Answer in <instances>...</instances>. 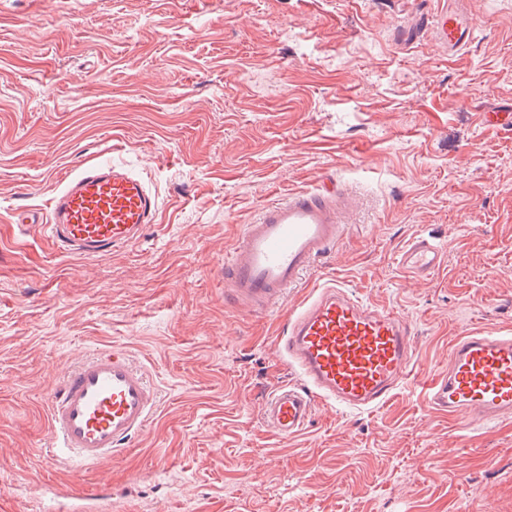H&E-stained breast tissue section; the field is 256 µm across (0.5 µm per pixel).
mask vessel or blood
Here are the masks:
<instances>
[{
    "label": "vessel or blood",
    "mask_w": 512,
    "mask_h": 512,
    "mask_svg": "<svg viewBox=\"0 0 512 512\" xmlns=\"http://www.w3.org/2000/svg\"><path fill=\"white\" fill-rule=\"evenodd\" d=\"M421 23L452 56L472 37L458 5L422 17ZM349 207V198L331 182L263 207L224 262L227 305L271 311L343 237ZM157 213V197L143 180L123 166L94 163L65 179L46 212L22 208L10 221L24 232L43 230L60 253L104 257L137 242ZM444 258L434 238L419 236L404 248L399 264L406 273L427 276ZM413 336L412 323L391 308L336 285L315 289L275 339L300 379L268 394L261 407L264 425L290 438L307 428L319 402L354 411L382 408L411 380ZM428 388L430 405L465 425L511 417L512 336L467 332L456 337L447 373ZM158 406L155 389L126 352L97 353L68 370L50 399L49 453L88 465L111 459L145 430ZM108 495L104 485L92 492L79 486L73 493L79 512H94Z\"/></svg>",
    "instance_id": "vessel-or-blood-1"
}]
</instances>
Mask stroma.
<instances>
[{"instance_id":"stroma-1","label":"stroma","mask_w":512,"mask_h":512,"mask_svg":"<svg viewBox=\"0 0 512 512\" xmlns=\"http://www.w3.org/2000/svg\"><path fill=\"white\" fill-rule=\"evenodd\" d=\"M448 0H0V512L111 486L105 512H512V418L467 428L428 405L464 331L512 332V0H468L456 58L419 17ZM95 162L137 174L159 214L133 246L61 255L10 224ZM333 179L335 252L272 312L224 303V260L261 207ZM420 235L446 263L398 256ZM338 283L412 320L417 383L384 407L317 404L291 439L260 421L288 368L273 340ZM120 348L160 393L96 466L48 459L66 368ZM444 252V248L433 237L419 236L404 248L399 264L406 273L428 276L442 267Z\"/></svg>"}]
</instances>
